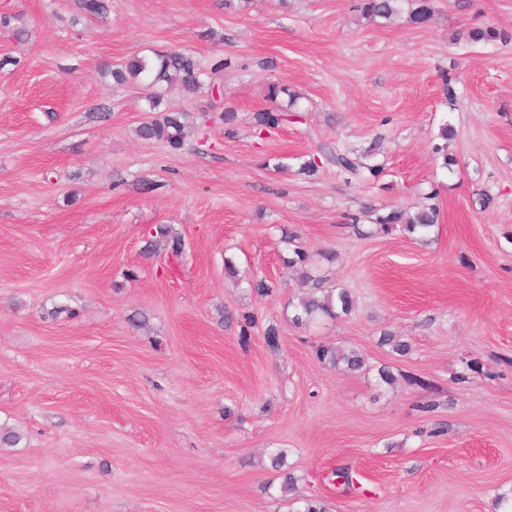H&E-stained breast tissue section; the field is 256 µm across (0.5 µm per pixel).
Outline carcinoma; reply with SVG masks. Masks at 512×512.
I'll return each mask as SVG.
<instances>
[{"label": "carcinoma", "instance_id": "cac0c4a2", "mask_svg": "<svg viewBox=\"0 0 512 512\" xmlns=\"http://www.w3.org/2000/svg\"><path fill=\"white\" fill-rule=\"evenodd\" d=\"M404 0H358L357 8L362 15L370 18L389 20L402 12ZM432 8L429 0H418L417 6L409 11L408 18L414 24H423L431 18ZM512 36L493 27L476 29L471 33L475 42L494 43L506 42ZM234 67L229 57L214 61L209 67H204L200 60L189 52L172 50L158 53L152 58L135 57L131 59L125 69L112 71V79L122 84L130 79L143 80L147 86L155 89L147 97L148 111L155 113L150 120L141 123L136 128L139 139L148 142H159L172 150H180L185 145V130L196 117L187 112H170L162 108L164 94L172 88H180L185 92H195L204 85L223 95L224 84L221 78L224 71ZM289 114L279 107L260 110L252 114L251 120L255 128L275 129L287 120ZM454 136V130L446 125L441 128L439 137L443 144L435 145L433 153L435 159L441 161V167L446 169L455 164V160L448 156V140ZM372 151L356 154L350 150L329 149L322 152V156L315 154L305 159L299 172L312 177L322 168V162L336 167L339 174L345 176L346 181H360L376 178L382 172L379 164L370 162ZM427 202L410 211L403 208L377 209L369 211L370 224L367 229L360 228L358 219H352L355 232L361 237H371L380 234H389L396 227H402L409 236L425 241L426 235L439 223L440 210L437 204L431 202L433 195L426 196ZM283 262L286 266L298 267L302 276L311 282L312 291L302 297L294 307L293 321L298 325H307L319 317L337 319L350 315L355 303L350 293L343 288H323V280L311 274L312 258L310 254L299 246L291 249V254ZM380 344L388 346L399 356L409 353V345L401 337L391 331H385L380 337ZM316 357L320 363L333 369L344 372H357L365 366L362 353L352 347H319Z\"/></svg>", "mask_w": 512, "mask_h": 512}]
</instances>
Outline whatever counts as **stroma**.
Here are the masks:
<instances>
[{"instance_id":"1","label":"stroma","mask_w":512,"mask_h":512,"mask_svg":"<svg viewBox=\"0 0 512 512\" xmlns=\"http://www.w3.org/2000/svg\"><path fill=\"white\" fill-rule=\"evenodd\" d=\"M79 2L0 0V512H294L298 496L329 512H499L512 501V40L469 33H512V0H430L421 25L365 19L356 0H106L96 18ZM177 49L235 66L223 98L166 94L210 115L172 152L135 134L144 86L108 72ZM270 83L296 94L298 119L259 133ZM445 124L449 171L432 153ZM326 145L377 147L383 172L300 174ZM430 191L428 243L351 226ZM161 224L181 249L146 253ZM291 235L325 287L353 295L351 315L293 323L305 288L283 262ZM62 304L75 317L53 318ZM386 330L407 355L380 345ZM336 343L367 370L321 364L316 348ZM343 467L353 484L334 477Z\"/></svg>"}]
</instances>
